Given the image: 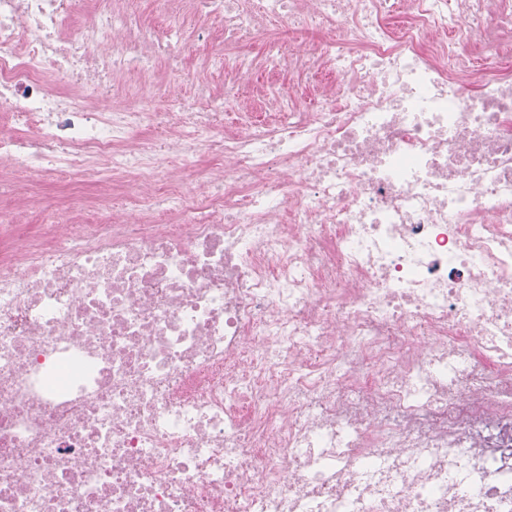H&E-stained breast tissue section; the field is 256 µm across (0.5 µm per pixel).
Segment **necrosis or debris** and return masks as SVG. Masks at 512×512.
Listing matches in <instances>:
<instances>
[{
  "label": "necrosis or debris",
  "mask_w": 512,
  "mask_h": 512,
  "mask_svg": "<svg viewBox=\"0 0 512 512\" xmlns=\"http://www.w3.org/2000/svg\"><path fill=\"white\" fill-rule=\"evenodd\" d=\"M200 2L332 93L106 112L151 36L0 0V187L134 216L0 245V512H512V0Z\"/></svg>",
  "instance_id": "necrosis-or-debris-1"
}]
</instances>
